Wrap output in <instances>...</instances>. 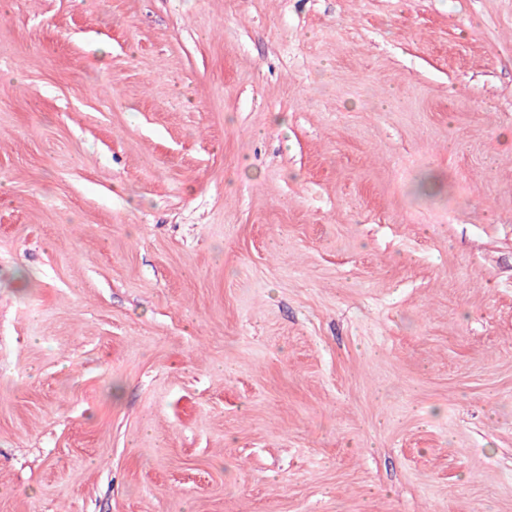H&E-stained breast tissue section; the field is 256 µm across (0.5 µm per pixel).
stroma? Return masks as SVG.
<instances>
[{
  "label": "stroma",
  "mask_w": 512,
  "mask_h": 512,
  "mask_svg": "<svg viewBox=\"0 0 512 512\" xmlns=\"http://www.w3.org/2000/svg\"><path fill=\"white\" fill-rule=\"evenodd\" d=\"M0 512H512V0H0Z\"/></svg>",
  "instance_id": "obj_1"
}]
</instances>
